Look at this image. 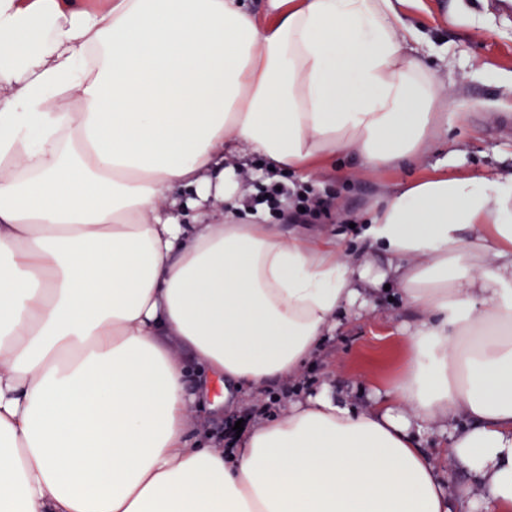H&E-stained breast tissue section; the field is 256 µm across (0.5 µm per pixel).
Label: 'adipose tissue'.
Returning a JSON list of instances; mask_svg holds the SVG:
<instances>
[{"label": "adipose tissue", "mask_w": 512, "mask_h": 512, "mask_svg": "<svg viewBox=\"0 0 512 512\" xmlns=\"http://www.w3.org/2000/svg\"><path fill=\"white\" fill-rule=\"evenodd\" d=\"M404 2L0 0V512H512V172L402 184L356 251L247 205L428 149ZM388 284L400 373L299 389ZM266 405L268 407H265ZM256 407H257V410H262V407L267 408V410L262 413V414H264L265 412H267L273 408V404L267 403V402H259V403L253 404V405L249 406L247 409H245L243 412H241L240 414L236 415V417L233 418L232 420H228L225 416H223V412H222L220 421L219 422L216 421L215 425L218 428L222 429V433L224 432V448H227V445H228L231 437L233 436V434L235 433V435H236L237 430H233V427L235 426V423L238 420L244 419L243 427H245L253 417H255L257 415H261V414H256L253 412V410Z\"/></svg>", "instance_id": "1"}]
</instances>
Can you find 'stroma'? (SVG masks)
<instances>
[{"label":"stroma","instance_id":"obj_1","mask_svg":"<svg viewBox=\"0 0 512 512\" xmlns=\"http://www.w3.org/2000/svg\"><path fill=\"white\" fill-rule=\"evenodd\" d=\"M404 19L426 37L421 55L444 90L448 124L424 155L394 169L377 173L353 156L339 158V176L323 185L335 206L332 227L350 248L355 215L446 158L489 178L512 169V11H499L497 0H409ZM414 318L412 310L385 300L368 315L343 320L321 360L299 376V387L314 386L330 371L355 395L390 381L406 358V338L397 327Z\"/></svg>","mask_w":512,"mask_h":512}]
</instances>
